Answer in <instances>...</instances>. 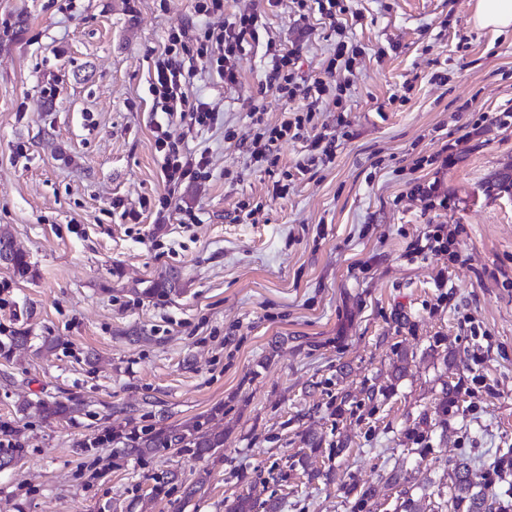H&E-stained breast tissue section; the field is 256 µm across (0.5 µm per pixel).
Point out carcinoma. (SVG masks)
Here are the masks:
<instances>
[{"instance_id": "obj_1", "label": "carcinoma", "mask_w": 512, "mask_h": 512, "mask_svg": "<svg viewBox=\"0 0 512 512\" xmlns=\"http://www.w3.org/2000/svg\"><path fill=\"white\" fill-rule=\"evenodd\" d=\"M28 336L16 331L9 342L0 344V357L11 359L14 349L27 343ZM20 411L29 412L43 418H66L74 407L61 401H26L20 405ZM112 442L121 445L125 452L139 459H145L159 448H176L193 457L202 458L214 455L224 447V431L208 429L197 421L186 427H149L116 431L112 433ZM450 479L454 494L451 498L452 512H512V502L488 497L471 480V470L466 460L455 463ZM257 502L249 496L240 495L226 505L225 512H255Z\"/></svg>"}]
</instances>
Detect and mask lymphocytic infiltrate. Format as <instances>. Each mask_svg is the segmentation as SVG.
I'll list each match as a JSON object with an SVG mask.
<instances>
[{
  "label": "lymphocytic infiltrate",
  "mask_w": 512,
  "mask_h": 512,
  "mask_svg": "<svg viewBox=\"0 0 512 512\" xmlns=\"http://www.w3.org/2000/svg\"><path fill=\"white\" fill-rule=\"evenodd\" d=\"M260 13L225 17L222 24L207 30L203 38H195L191 26H184L170 33L164 51L155 61L154 78L150 84L153 96L165 107V120L155 122L154 144L163 158L162 176L170 191L184 183L205 179L209 174L210 160L207 153L185 152L179 141L169 131L171 118H179L187 130L213 125L217 118L204 98L190 91L191 71L186 70L183 54L215 72L225 85L238 80L237 63L244 43L257 38L262 27ZM266 51L272 58V67L266 76V90L274 92L280 99L290 102L302 99L307 103L306 113L284 110L280 122L272 124L265 119V108L252 103L248 117L255 133L246 147L250 164L258 169L271 170L278 163L276 148L285 139H306L308 162H330L336 156V136L321 131L305 137L304 128L311 123L316 107H337L341 97L330 82L322 79L303 81L299 78L300 55L298 51H287L274 42H267Z\"/></svg>",
  "instance_id": "obj_1"
}]
</instances>
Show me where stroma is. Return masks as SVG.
<instances>
[{"instance_id": "1", "label": "stroma", "mask_w": 512, "mask_h": 512, "mask_svg": "<svg viewBox=\"0 0 512 512\" xmlns=\"http://www.w3.org/2000/svg\"><path fill=\"white\" fill-rule=\"evenodd\" d=\"M474 4L350 0L332 28L292 0H224L223 15L257 11L265 26L235 85L197 70L192 89L218 122L170 130L208 152L210 174L170 194L154 61L169 33L201 35L223 15L196 17L194 0H0V227L32 268L24 280L0 268V342L21 329L31 343L0 358V424L18 450L0 469V512H225L248 493L280 512H402L408 497L451 512L462 458L487 495L512 494V471L493 470L512 447V188L497 185L512 177V125L472 131L512 109V36L475 28ZM270 40L299 51L309 81L337 42L362 51L355 72L336 69L341 110L314 118L335 159L310 166L304 142H281V198L238 146ZM449 140L456 163L426 165ZM434 179L447 206L410 192ZM249 202L254 223L237 222ZM187 208L199 223H181ZM438 224L459 228L450 252L410 258ZM168 271L175 288L152 292ZM42 399L78 411L19 412ZM206 419L224 447L200 459L163 448L138 460L104 440L129 422ZM166 473L176 479L157 492Z\"/></svg>"}]
</instances>
